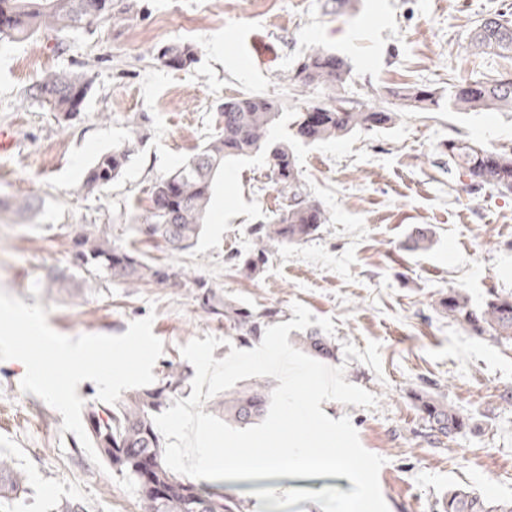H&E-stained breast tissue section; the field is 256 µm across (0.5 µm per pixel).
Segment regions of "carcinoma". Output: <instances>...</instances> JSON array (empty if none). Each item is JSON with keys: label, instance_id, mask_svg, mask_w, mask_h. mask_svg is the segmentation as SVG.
Masks as SVG:
<instances>
[{"label": "carcinoma", "instance_id": "obj_1", "mask_svg": "<svg viewBox=\"0 0 512 512\" xmlns=\"http://www.w3.org/2000/svg\"><path fill=\"white\" fill-rule=\"evenodd\" d=\"M132 20L130 6L120 0H0V42L43 36L55 40L59 48L68 35L97 23L116 25ZM470 47L478 52L512 54V24L499 14L489 15L474 29ZM196 54V47L190 43H171L161 47L156 58L162 65L180 70L190 66ZM349 75L345 59L322 48L311 49L298 62L292 81L331 91L326 102L298 113L294 126L298 141L313 144L395 124L397 113L365 109L342 93ZM92 83V77L84 71L49 70L28 89V97L54 113L58 123L69 124L81 114ZM482 85L478 93L466 90L464 83L454 86L448 93V111H512V72L499 74ZM390 94L415 110H425L439 101L436 90L417 84H405ZM280 110L279 101L262 95L239 94L224 100L223 129L179 167L155 180L147 215L133 225L134 232L172 253L194 247L204 231L216 179L224 173L226 159L266 151L281 204L268 222L253 227L254 248L244 256L235 255V266L246 277L256 276L271 247L298 245L315 235L327 222L325 212L306 192L291 146L269 142L270 129ZM443 153L448 155V167L468 177L472 189L493 186L512 192L511 151H491L477 141L454 138L443 144ZM129 156L128 148L100 155L87 169L83 186L92 191L112 184ZM431 243V230L416 227L403 247L416 252L428 249ZM72 255L70 267L48 272L46 288L74 295L89 278L124 288L145 284L193 288L201 307L245 343L259 340L265 329L281 317L278 308L249 310L220 296L199 276L148 261L117 243L110 224L88 225L73 239ZM437 306L470 335L512 341V293L491 291L482 304L474 305L465 291L450 289L441 295ZM299 345L317 358L335 357L329 338L317 332L301 337ZM186 378L184 371L171 365L157 386L136 390L109 407L90 406L89 436L112 469L136 487L143 512H243L241 501L206 491L177 476L165 464L164 437L156 429L154 415L182 393ZM270 397L269 384L253 382L216 402L213 409L225 423L242 427L265 416ZM414 398L429 431L449 437L470 426L467 418L430 393L416 391ZM148 460L154 462L151 488L141 480V468ZM22 490V474L0 456V509L12 512L8 506ZM443 512H512V503L494 505L474 490L457 487L448 491Z\"/></svg>", "mask_w": 512, "mask_h": 512}]
</instances>
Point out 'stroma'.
Here are the masks:
<instances>
[{
    "label": "stroma",
    "instance_id": "stroma-1",
    "mask_svg": "<svg viewBox=\"0 0 512 512\" xmlns=\"http://www.w3.org/2000/svg\"><path fill=\"white\" fill-rule=\"evenodd\" d=\"M135 18L102 22L65 39L0 43V129L17 145L0 153V197L31 196L32 213L0 211V289L48 311L63 335H120L153 316L163 343L153 373L185 365L192 339L225 337L191 288L127 289L97 282L73 296L42 288L44 275L71 264V238L108 224L123 245L154 261L205 278L246 307L280 308L293 320L301 302L331 318L332 366L346 382L374 394L376 407L322 403L331 418L349 417L361 444L384 458L379 482L389 512H442L449 489L467 487L496 502L512 501V342L472 336L438 310L449 289L481 303L488 290L512 293V193L470 190L440 146L472 138L512 151V112H452L447 103L415 112L388 96L410 82L447 93L467 80L512 72V57L479 53L469 33L483 15L512 19V0H350L341 14L331 0H130ZM189 42L191 67L156 59L160 47ZM319 47L347 59L345 95L361 105L399 112L386 129L358 131L305 145L292 137L298 112L323 101L320 86L289 76ZM85 71L93 84L83 114L58 124L24 96L43 72ZM276 99L281 114L272 143L290 144L301 178L327 221L307 242L275 246L262 272L242 277L232 258L252 247V225L280 202L271 160L259 152L226 162L207 227L196 246L171 254L141 242L133 219L146 213L157 177L177 168L220 127L226 97ZM146 116L145 137L132 141L129 121ZM131 146L121 176L89 192L84 174L101 154ZM434 231L425 252L404 250L412 229ZM18 360L0 361V455L25 477L14 512H55L72 502L85 512H142L133 485L102 472L62 415L20 388ZM426 390L470 420L450 438L431 436L413 394ZM245 512H277L256 491H351L340 476L221 481Z\"/></svg>",
    "mask_w": 512,
    "mask_h": 512
}]
</instances>
